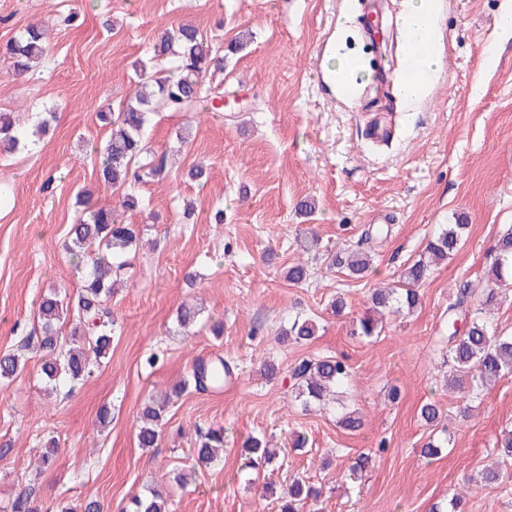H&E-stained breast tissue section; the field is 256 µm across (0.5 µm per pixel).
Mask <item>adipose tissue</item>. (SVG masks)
Returning <instances> with one entry per match:
<instances>
[{
  "mask_svg": "<svg viewBox=\"0 0 512 512\" xmlns=\"http://www.w3.org/2000/svg\"><path fill=\"white\" fill-rule=\"evenodd\" d=\"M440 16V0H411L402 46L404 67L396 79V94L411 112L427 95L429 82L442 63Z\"/></svg>",
  "mask_w": 512,
  "mask_h": 512,
  "instance_id": "adipose-tissue-1",
  "label": "adipose tissue"
}]
</instances>
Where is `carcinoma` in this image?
Segmentation results:
<instances>
[{"mask_svg":"<svg viewBox=\"0 0 512 512\" xmlns=\"http://www.w3.org/2000/svg\"><path fill=\"white\" fill-rule=\"evenodd\" d=\"M47 53L46 28L31 25L22 34L0 46V56L11 62L13 74L24 77L34 71ZM154 56L167 67L153 74L141 75L134 98L124 102L116 112H99V120L111 126L110 136L102 148L91 147L98 160L100 181L107 187L124 189L110 207H98L92 195L82 192L77 203L81 215L69 229L70 244L66 246L75 270L82 275L83 288L77 296L51 291L41 296L36 311L39 336L37 347L42 352L40 372L46 385L60 392L72 391L84 382L94 367L107 358L112 349V337L117 330V318L105 311L104 303L112 296L116 285L124 281L125 270L131 266L126 254L136 245V232L125 223L123 215L139 206L136 185L147 179L159 180L168 174V158L148 150L144 130L149 116L162 109L166 112L190 113L208 101L206 76L224 69V56L213 48L191 24H180L158 34ZM55 115L38 121L31 133L14 126L11 118L0 114V144L16 149L29 137H43ZM466 225L446 224L428 241L424 253L400 273L396 285L376 288L369 297L368 314L358 323L356 333L365 338L375 336L379 320L371 314L413 311L420 304V287L430 276L432 267L448 260L462 241ZM334 263L351 277H362L370 268L371 255L359 249L336 253ZM512 290V230L498 240L490 273L475 287L463 284L454 303L448 306V338L441 350L443 364L458 374V390L463 394L459 416L471 417L482 403L488 384L512 373V332L497 331L482 317L483 309ZM76 322L67 341L59 336L66 319ZM316 322L308 317H296L283 329L286 340L307 344L317 335ZM22 355L7 353L0 356V380L11 379L20 368ZM238 365L222 357L199 361L173 395L178 397L189 387L205 391L230 382ZM291 396L307 411L321 404L331 394L336 403L337 423L345 431L356 433L363 418L352 404L350 366L341 356L304 358L291 369ZM166 403L150 401L140 414L137 433L142 448L157 444ZM447 430L430 436L420 448L425 458H433L449 445ZM224 450V430L210 429L196 441V461L203 467L221 463ZM242 451L249 456L251 469L258 471L273 466L274 449L267 441L248 437ZM482 489L493 491L512 481L507 467L481 469L470 478ZM318 491L305 479L294 477L281 492L280 512H297L298 506L317 498ZM462 494L454 493L445 502L431 507V512H462ZM131 512H170L167 499L150 494L131 500Z\"/></svg>","mask_w":512,"mask_h":512,"instance_id":"carcinoma-1","label":"carcinoma"}]
</instances>
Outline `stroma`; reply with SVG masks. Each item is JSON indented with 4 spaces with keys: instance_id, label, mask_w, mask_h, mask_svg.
I'll return each mask as SVG.
<instances>
[{
    "instance_id": "obj_1",
    "label": "stroma",
    "mask_w": 512,
    "mask_h": 512,
    "mask_svg": "<svg viewBox=\"0 0 512 512\" xmlns=\"http://www.w3.org/2000/svg\"><path fill=\"white\" fill-rule=\"evenodd\" d=\"M409 0H0V43L36 20L77 12L54 26L49 50L28 80L0 59V113L29 130L55 113L54 130L35 144L0 152V353L19 350L34 328L39 297L82 286L64 244L80 215L79 191L100 204L117 195L98 179L91 144L109 128L97 120L133 92L140 67L156 70L157 35L181 22L209 43H247L207 77L223 96L182 116L151 115L145 140L168 155L160 181L139 186L141 205L125 219L141 233L121 288L106 306L119 319L108 358L67 394L48 396L41 355L0 381V512L32 495L43 512L88 500L123 512L154 488L170 512H280L278 494L293 476L320 487L299 512H429L475 471L498 459L495 442L512 428V375L486 391L468 420L444 384L439 349L448 335V305L459 285L483 279L502 233L512 226V36L494 19L508 0H443L441 70L414 116L396 99ZM382 19L383 46L365 31ZM111 28H103V18ZM362 58L355 92L336 95L333 54ZM207 167V179L189 170ZM311 200V214L299 211ZM223 208L224 221L212 220ZM467 223L460 251L422 286V306L387 319L377 339L355 329L373 289L394 285L401 269L441 225ZM387 230L368 242L373 266L353 278L333 263L357 248L368 225ZM318 248L305 252L308 235ZM307 263L309 279L288 282L291 264ZM342 296L343 314L329 304ZM196 306L191 329L177 323L181 305ZM315 319L307 345L279 339L296 316ZM224 333L212 335L214 322ZM156 365H149L151 355ZM341 355L364 426L351 434L333 412L302 411L288 393L289 368L311 355ZM237 361L234 384L188 390L166 408L156 447L137 442L138 417L149 398L171 390L198 360ZM276 366L274 379L264 363ZM400 398L389 402L390 388ZM434 401L451 443L423 458L429 429L419 417ZM112 421L99 429L97 414ZM224 431V463L197 465L199 433ZM305 435L306 448L293 447ZM271 440L285 461L245 483L242 441ZM55 462L39 470L48 438ZM385 453H378L379 443ZM373 457L361 481L346 474L359 454Z\"/></svg>"
}]
</instances>
